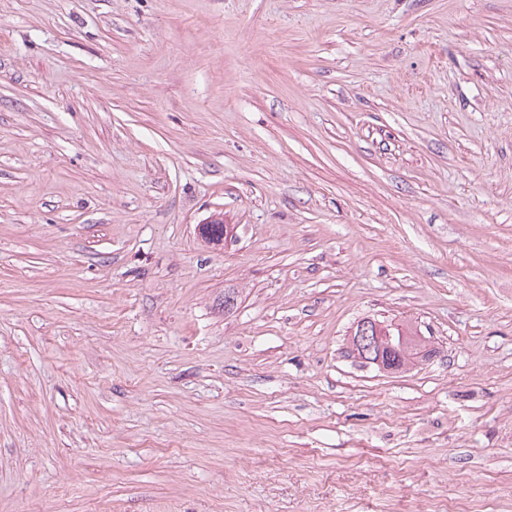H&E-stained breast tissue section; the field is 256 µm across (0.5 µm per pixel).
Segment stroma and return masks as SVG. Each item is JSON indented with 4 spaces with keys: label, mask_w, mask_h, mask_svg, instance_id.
Segmentation results:
<instances>
[{
    "label": "stroma",
    "mask_w": 512,
    "mask_h": 512,
    "mask_svg": "<svg viewBox=\"0 0 512 512\" xmlns=\"http://www.w3.org/2000/svg\"><path fill=\"white\" fill-rule=\"evenodd\" d=\"M444 504L512 512V0H0V512Z\"/></svg>",
    "instance_id": "1"
}]
</instances>
